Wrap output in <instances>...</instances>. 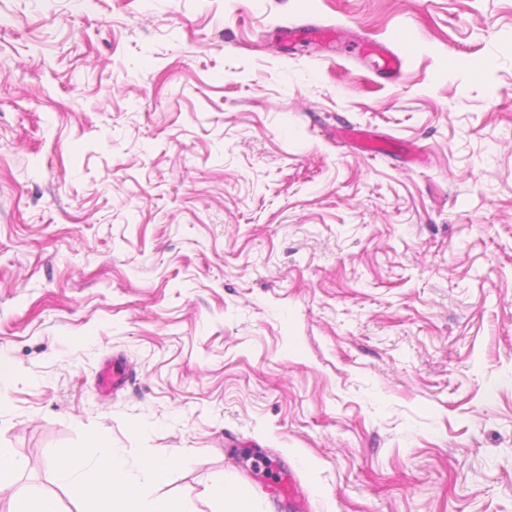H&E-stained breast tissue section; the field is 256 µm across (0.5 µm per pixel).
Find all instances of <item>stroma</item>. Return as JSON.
Returning <instances> with one entry per match:
<instances>
[{"instance_id":"stroma-1","label":"stroma","mask_w":512,"mask_h":512,"mask_svg":"<svg viewBox=\"0 0 512 512\" xmlns=\"http://www.w3.org/2000/svg\"><path fill=\"white\" fill-rule=\"evenodd\" d=\"M1 360L0 512L95 431L199 512H512V0H0ZM279 37L282 41L288 42V44H297L302 42L323 44L328 39L334 41L335 34L332 29L323 27H285L282 30H280ZM352 53L372 62V69L378 75L397 78L402 73L406 53L393 49L389 45L372 39H366L353 47ZM333 136L336 138L337 144L350 146L354 150L363 153L373 154L372 150L375 148L384 150L382 144L375 139L370 131L358 129L350 125L336 128ZM209 495L221 507L217 512H252L243 500H234L228 497L224 480L213 484Z\"/></svg>"}]
</instances>
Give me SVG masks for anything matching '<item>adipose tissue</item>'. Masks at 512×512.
Returning a JSON list of instances; mask_svg holds the SVG:
<instances>
[{"label": "adipose tissue", "mask_w": 512, "mask_h": 512, "mask_svg": "<svg viewBox=\"0 0 512 512\" xmlns=\"http://www.w3.org/2000/svg\"><path fill=\"white\" fill-rule=\"evenodd\" d=\"M94 456L83 449L67 450L57 464V476L82 488L79 512H197L193 500L166 501L155 496L171 463L154 459L142 476H133L123 449L113 447L107 434H93Z\"/></svg>", "instance_id": "ef3b65f1"}]
</instances>
